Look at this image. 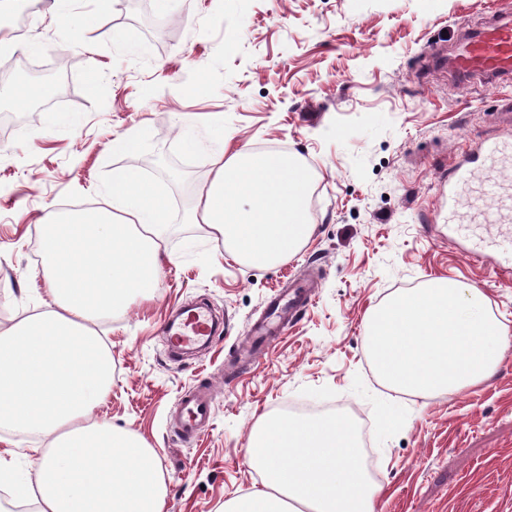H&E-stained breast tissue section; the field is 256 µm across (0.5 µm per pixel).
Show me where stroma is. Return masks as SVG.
Instances as JSON below:
<instances>
[{"mask_svg": "<svg viewBox=\"0 0 512 512\" xmlns=\"http://www.w3.org/2000/svg\"><path fill=\"white\" fill-rule=\"evenodd\" d=\"M512 0H74L52 6L0 61L38 71L62 49L68 98L0 102V327L45 308L34 269L37 221L71 206L111 208L113 169L149 177L165 205L167 251L154 296L93 323L112 352V393L97 415L160 458L169 512H224L260 480L251 428L283 406L329 408L364 423L382 491L376 512H512V349L496 376L453 396L387 388L366 348L367 317L392 296L445 279L478 289L512 328V281L449 238L448 169L498 131L512 81L458 86L432 66L457 25ZM144 131L135 155L109 150ZM198 144L186 150L183 135ZM275 151L306 165L310 239L257 266L190 223L217 150ZM318 297L248 362L252 323L292 280ZM221 322L199 354H170L174 309ZM209 386L212 420L192 441L172 415Z\"/></svg>", "mask_w": 512, "mask_h": 512, "instance_id": "1", "label": "stroma"}]
</instances>
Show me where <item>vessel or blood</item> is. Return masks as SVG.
<instances>
[{
    "label": "vessel or blood",
    "instance_id": "b4317fda",
    "mask_svg": "<svg viewBox=\"0 0 512 512\" xmlns=\"http://www.w3.org/2000/svg\"><path fill=\"white\" fill-rule=\"evenodd\" d=\"M448 65L455 78L468 81L481 78L494 83L512 78V14H493L484 25L473 33L463 34L455 45ZM500 112L504 117L497 139L477 142L466 158L448 172V221H459L458 208L462 204L475 172L492 164L507 141L512 140V99L503 100ZM482 199L492 204L490 212L484 213V220L492 216L512 213V193H504L492 182L482 188ZM316 296L315 285L299 282L280 291L266 306L264 316L255 323L253 336H278L288 323ZM172 332L167 341L170 351L211 341L214 335L213 322L201 310L177 312L171 324ZM211 414V398L208 389L199 387L190 390L183 398L177 417L178 434L192 438L208 421Z\"/></svg>",
    "mask_w": 512,
    "mask_h": 512
}]
</instances>
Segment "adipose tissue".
Returning <instances> with one entry per match:
<instances>
[{
    "mask_svg": "<svg viewBox=\"0 0 512 512\" xmlns=\"http://www.w3.org/2000/svg\"><path fill=\"white\" fill-rule=\"evenodd\" d=\"M213 164L192 223L256 265L306 243V166L250 149ZM108 191L111 209L43 216L36 273L46 308L0 329V428L50 440L27 481L0 457V489L35 497L38 512H166L156 451L95 414L112 390V354L90 325L151 297L166 255L164 207L153 184L120 168ZM247 461L261 485L227 499L224 512H376L381 488L365 470L350 422L263 418L250 432Z\"/></svg>",
    "mask_w": 512,
    "mask_h": 512,
    "instance_id": "1",
    "label": "adipose tissue"
}]
</instances>
